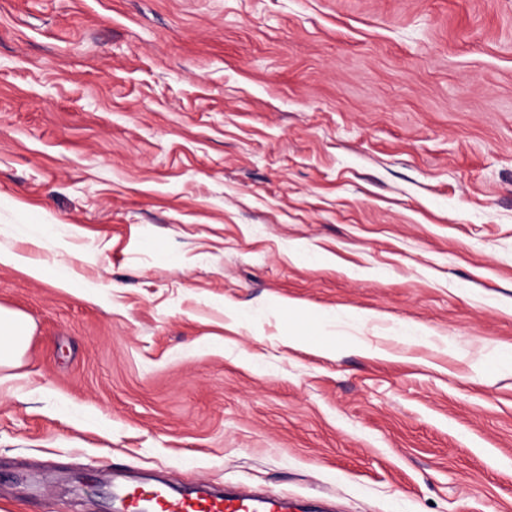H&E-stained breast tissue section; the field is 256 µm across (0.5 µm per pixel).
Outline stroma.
Segmentation results:
<instances>
[{"label": "stroma", "instance_id": "stroma-1", "mask_svg": "<svg viewBox=\"0 0 512 512\" xmlns=\"http://www.w3.org/2000/svg\"><path fill=\"white\" fill-rule=\"evenodd\" d=\"M1 243L0 512H512V0H0ZM0 266L23 271L37 279L51 280L57 287L75 295H82L85 288H88L85 282L69 273L63 264L56 261H34L2 245ZM30 332V323L25 315L0 307V367L18 363ZM118 508L126 512H288V498L275 494L246 496L229 487L218 493H179L163 483L138 491L127 487L115 494Z\"/></svg>", "mask_w": 512, "mask_h": 512}]
</instances>
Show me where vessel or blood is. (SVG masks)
<instances>
[{
	"label": "vessel or blood",
	"mask_w": 512,
	"mask_h": 512,
	"mask_svg": "<svg viewBox=\"0 0 512 512\" xmlns=\"http://www.w3.org/2000/svg\"><path fill=\"white\" fill-rule=\"evenodd\" d=\"M121 512H288V499L275 494L246 496L229 487L218 493H179L162 483L117 492Z\"/></svg>",
	"instance_id": "vessel-or-blood-1"
}]
</instances>
